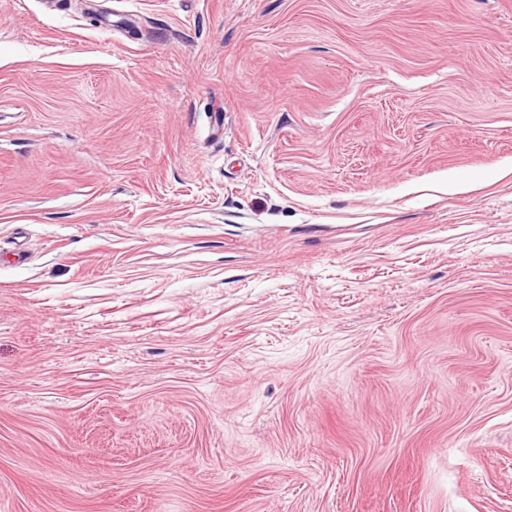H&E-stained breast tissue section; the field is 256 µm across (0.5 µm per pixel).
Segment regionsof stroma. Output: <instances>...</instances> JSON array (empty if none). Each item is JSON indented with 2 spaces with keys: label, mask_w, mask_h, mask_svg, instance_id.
Masks as SVG:
<instances>
[{
  "label": "stroma",
  "mask_w": 512,
  "mask_h": 512,
  "mask_svg": "<svg viewBox=\"0 0 512 512\" xmlns=\"http://www.w3.org/2000/svg\"><path fill=\"white\" fill-rule=\"evenodd\" d=\"M0 512H512V0H0Z\"/></svg>",
  "instance_id": "obj_1"
}]
</instances>
